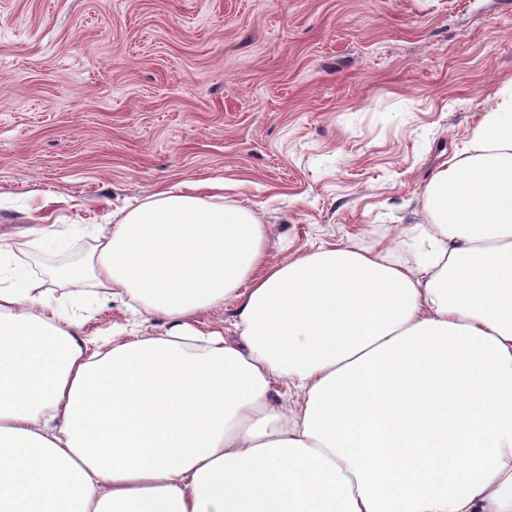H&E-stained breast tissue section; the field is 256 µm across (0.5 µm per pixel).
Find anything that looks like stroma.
I'll return each instance as SVG.
<instances>
[{
	"instance_id": "1",
	"label": "stroma",
	"mask_w": 512,
	"mask_h": 512,
	"mask_svg": "<svg viewBox=\"0 0 512 512\" xmlns=\"http://www.w3.org/2000/svg\"><path fill=\"white\" fill-rule=\"evenodd\" d=\"M512 81V0H0V238L17 288L84 262L186 184L251 208L267 260L409 234L421 192ZM239 301L184 318L238 343ZM85 335L162 336L115 299Z\"/></svg>"
}]
</instances>
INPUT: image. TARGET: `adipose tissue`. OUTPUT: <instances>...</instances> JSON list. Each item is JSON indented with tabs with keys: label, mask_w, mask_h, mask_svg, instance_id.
I'll return each instance as SVG.
<instances>
[{
	"label": "adipose tissue",
	"mask_w": 512,
	"mask_h": 512,
	"mask_svg": "<svg viewBox=\"0 0 512 512\" xmlns=\"http://www.w3.org/2000/svg\"><path fill=\"white\" fill-rule=\"evenodd\" d=\"M422 202L414 262L270 263L253 211L167 190L0 287V512H512V83ZM86 281L171 330L83 338L54 288ZM237 297L241 345L183 331Z\"/></svg>",
	"instance_id": "1"
}]
</instances>
